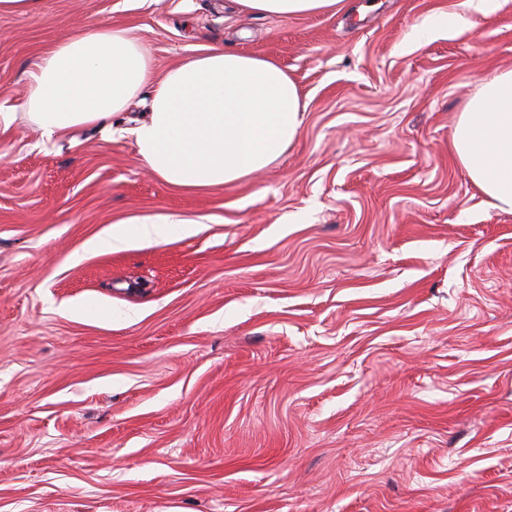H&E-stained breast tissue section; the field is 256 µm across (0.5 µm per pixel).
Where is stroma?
Instances as JSON below:
<instances>
[{"mask_svg": "<svg viewBox=\"0 0 512 512\" xmlns=\"http://www.w3.org/2000/svg\"><path fill=\"white\" fill-rule=\"evenodd\" d=\"M88 26L160 74L203 45L273 59L306 110L265 171L194 191L115 134L145 90L110 132L0 134V512H512V212L451 143L512 68V0H39L0 14V112ZM171 214L197 233L71 260ZM239 11L281 19L340 10L346 0H234Z\"/></svg>", "mask_w": 512, "mask_h": 512, "instance_id": "35a3bbf8", "label": "stroma"}]
</instances>
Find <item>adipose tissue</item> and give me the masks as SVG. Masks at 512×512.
<instances>
[{"label": "adipose tissue", "mask_w": 512, "mask_h": 512, "mask_svg": "<svg viewBox=\"0 0 512 512\" xmlns=\"http://www.w3.org/2000/svg\"><path fill=\"white\" fill-rule=\"evenodd\" d=\"M239 11L281 19L345 7V0H235ZM147 121L131 128L144 166L175 189L231 185L264 170L298 136L305 105L296 82L272 60L216 45L157 75L128 29L67 35L28 72L20 113L0 112V128L17 116L50 139L82 125H105L142 89ZM470 181L512 211V69L484 79L452 132ZM194 235L193 220L161 216L112 228L86 242L90 251Z\"/></svg>", "instance_id": "obj_1"}]
</instances>
